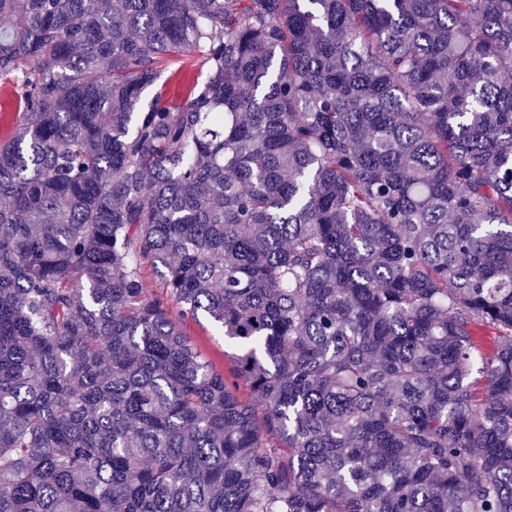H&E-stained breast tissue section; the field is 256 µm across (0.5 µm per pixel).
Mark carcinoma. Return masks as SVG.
Wrapping results in <instances>:
<instances>
[{
  "instance_id": "1",
  "label": "carcinoma",
  "mask_w": 512,
  "mask_h": 512,
  "mask_svg": "<svg viewBox=\"0 0 512 512\" xmlns=\"http://www.w3.org/2000/svg\"><path fill=\"white\" fill-rule=\"evenodd\" d=\"M10 18L0 512H512V0ZM202 59L196 56L182 57L179 59H175L171 61L167 65V69L163 73V80L168 79V85L171 88V91L174 92V95L178 94V79L180 77H192L196 76L199 73L204 74L206 71V66H202ZM168 307L183 332L202 349L206 357L215 362L221 370L227 371L231 367L230 355L234 348L227 340L224 341L223 333L203 315H199L197 320L188 317L181 321V307L173 300H169Z\"/></svg>"
}]
</instances>
